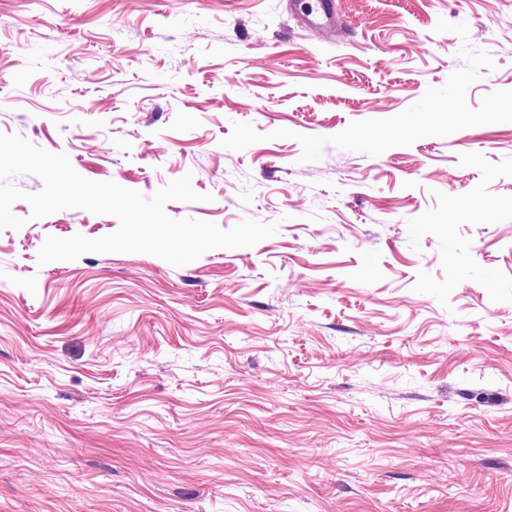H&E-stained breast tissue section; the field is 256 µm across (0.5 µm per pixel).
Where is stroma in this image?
Segmentation results:
<instances>
[{
	"mask_svg": "<svg viewBox=\"0 0 512 512\" xmlns=\"http://www.w3.org/2000/svg\"><path fill=\"white\" fill-rule=\"evenodd\" d=\"M0 0V133L175 219L182 267L0 231V512H512V0ZM294 8L306 26L316 33L335 30L346 25L336 14L335 0H293Z\"/></svg>",
	"mask_w": 512,
	"mask_h": 512,
	"instance_id": "35a3bbf8",
	"label": "stroma"
}]
</instances>
